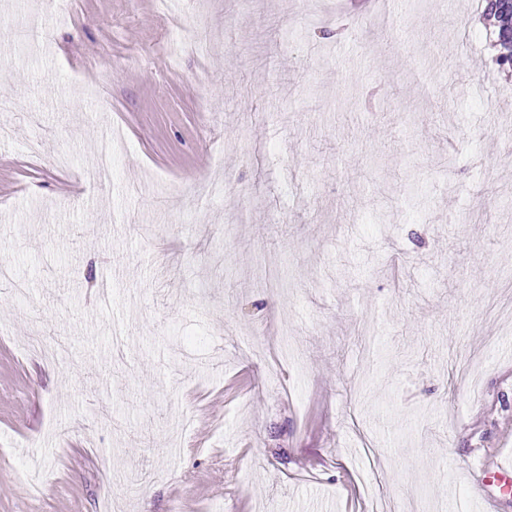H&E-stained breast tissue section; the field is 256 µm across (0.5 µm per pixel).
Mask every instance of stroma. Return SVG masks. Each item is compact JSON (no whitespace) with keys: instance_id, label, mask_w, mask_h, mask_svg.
<instances>
[{"instance_id":"1","label":"stroma","mask_w":512,"mask_h":512,"mask_svg":"<svg viewBox=\"0 0 512 512\" xmlns=\"http://www.w3.org/2000/svg\"><path fill=\"white\" fill-rule=\"evenodd\" d=\"M482 15L0 0L27 288L0 287V512H512L475 485L512 461V72Z\"/></svg>"}]
</instances>
